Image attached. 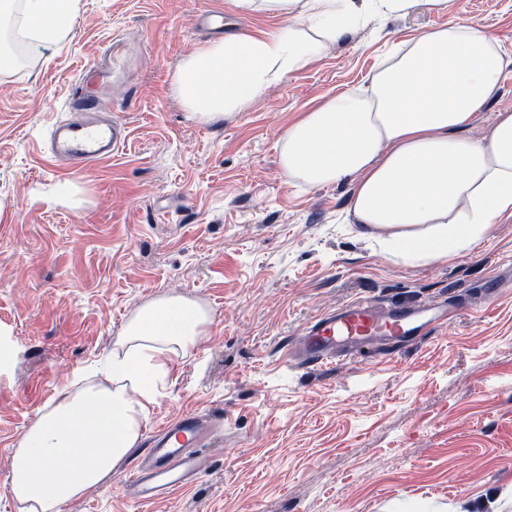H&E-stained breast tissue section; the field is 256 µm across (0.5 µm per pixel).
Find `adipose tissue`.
Listing matches in <instances>:
<instances>
[{"label":"adipose tissue","instance_id":"1","mask_svg":"<svg viewBox=\"0 0 512 512\" xmlns=\"http://www.w3.org/2000/svg\"><path fill=\"white\" fill-rule=\"evenodd\" d=\"M447 0H237L288 17L274 32L235 33L204 43L171 78L189 118L209 123L242 111L300 71L364 17L407 15L417 2ZM77 0H0V70L13 67L15 39L39 46L72 31ZM502 42L479 21L423 31L388 55L368 92L348 91L301 113L283 133L289 180L323 186L351 179L350 209L361 237L386 231L384 252L406 262L466 255L491 226L512 217V112L488 136L466 127L502 75ZM213 322L182 294L136 306L105 367L76 376L18 438L10 491L23 512H62L111 482L142 437L156 382Z\"/></svg>","mask_w":512,"mask_h":512}]
</instances>
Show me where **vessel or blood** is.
<instances>
[{
  "label": "vessel or blood",
  "instance_id": "vessel-or-blood-1",
  "mask_svg": "<svg viewBox=\"0 0 512 512\" xmlns=\"http://www.w3.org/2000/svg\"><path fill=\"white\" fill-rule=\"evenodd\" d=\"M112 72V55L104 53L84 68L72 84L67 100L73 115L56 119L47 129L46 141L54 158L74 171L115 157L126 141V128L112 115V96L105 93L103 78ZM448 325L444 304L383 306L368 299L352 301L326 311L286 345L289 362L303 367L330 369L358 359L366 346L383 343H420L428 328ZM224 425L223 418L196 411L181 414L150 432L147 444L121 482L123 496L133 503L167 497L193 483L202 470V450Z\"/></svg>",
  "mask_w": 512,
  "mask_h": 512
}]
</instances>
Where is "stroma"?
Here are the masks:
<instances>
[{
  "label": "stroma",
  "mask_w": 512,
  "mask_h": 512,
  "mask_svg": "<svg viewBox=\"0 0 512 512\" xmlns=\"http://www.w3.org/2000/svg\"><path fill=\"white\" fill-rule=\"evenodd\" d=\"M268 32L286 19L236 0H80L70 35L0 72V512H19L8 459L74 374L111 350L130 311L161 293L203 299L214 320L177 360L144 431L189 410L224 419L192 487L127 502L122 474L63 512H512V218L469 255L422 266L360 237L355 183L300 186L279 161L308 107L365 88L378 63L424 29L480 21L512 44V0H448L369 19L241 112L190 119L170 81L211 33ZM112 49V111L128 137L112 160L70 177L44 135L68 114L80 70ZM512 112V55L467 133ZM73 181L78 201L53 200ZM497 276V297L483 284ZM356 298L402 306L444 298L454 319L420 344L320 373L283 366L305 323Z\"/></svg>",
  "instance_id": "35a3bbf8"
}]
</instances>
